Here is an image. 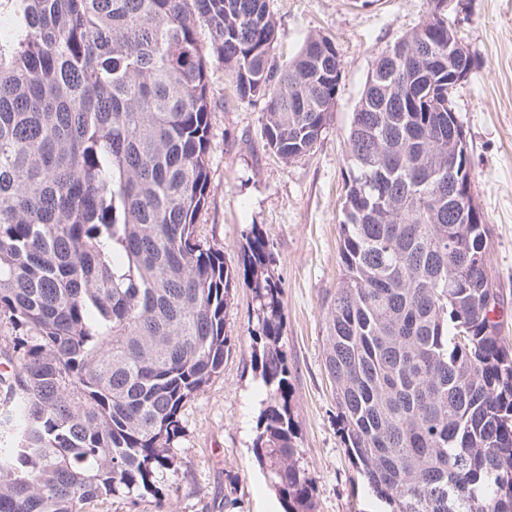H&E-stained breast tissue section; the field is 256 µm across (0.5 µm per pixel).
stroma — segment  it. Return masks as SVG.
Masks as SVG:
<instances>
[{"label":"stroma","mask_w":512,"mask_h":512,"mask_svg":"<svg viewBox=\"0 0 512 512\" xmlns=\"http://www.w3.org/2000/svg\"><path fill=\"white\" fill-rule=\"evenodd\" d=\"M278 38L270 63L289 64L309 37L330 38L341 77L334 109L314 148L284 161L262 136L263 105L238 99L223 65L211 63L210 193L196 220L205 245L236 262L251 230L269 244V269L283 291L291 408L315 512H379L380 504L344 447L324 370L327 305L341 277L340 230L347 134L374 60L420 25L429 0H267ZM448 21L473 67L453 93L468 141L471 191L491 229L496 318L512 348V0H448ZM253 294L237 280L226 312L224 367L182 410L167 512H283L253 452L261 394L250 331Z\"/></svg>","instance_id":"1"}]
</instances>
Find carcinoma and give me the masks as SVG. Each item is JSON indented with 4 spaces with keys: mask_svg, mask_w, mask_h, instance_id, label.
<instances>
[{
    "mask_svg": "<svg viewBox=\"0 0 512 512\" xmlns=\"http://www.w3.org/2000/svg\"><path fill=\"white\" fill-rule=\"evenodd\" d=\"M427 19L378 57L348 132L342 280L325 370L339 432L387 512H512V352L491 231L448 184L455 30ZM0 512L163 503L182 409L224 367L238 270L195 236L209 191L208 59L290 161L325 128L340 62L312 36L287 68L267 0H0ZM206 29L209 54L198 33ZM257 232L264 395L253 445L284 512H315L300 464L282 291ZM89 512H159L155 498L148 493L143 496L112 497L87 506Z\"/></svg>",
    "mask_w": 512,
    "mask_h": 512,
    "instance_id": "cac0c4a2",
    "label": "carcinoma"
}]
</instances>
